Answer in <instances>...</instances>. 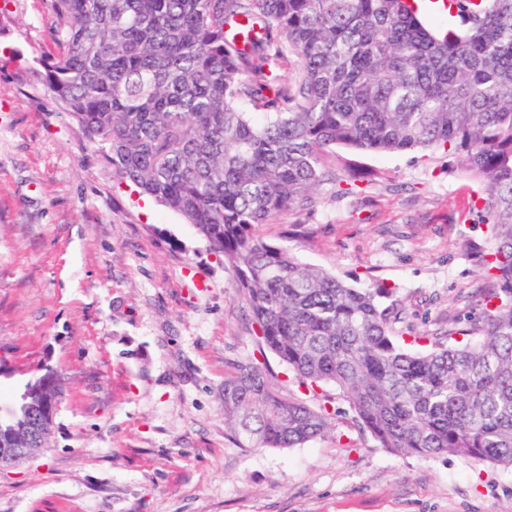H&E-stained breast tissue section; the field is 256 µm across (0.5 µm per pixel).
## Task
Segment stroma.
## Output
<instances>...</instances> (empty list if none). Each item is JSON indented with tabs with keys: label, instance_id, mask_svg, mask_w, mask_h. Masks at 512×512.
I'll list each match as a JSON object with an SVG mask.
<instances>
[{
	"label": "stroma",
	"instance_id": "35a3bbf8",
	"mask_svg": "<svg viewBox=\"0 0 512 512\" xmlns=\"http://www.w3.org/2000/svg\"><path fill=\"white\" fill-rule=\"evenodd\" d=\"M45 0H0V403L45 370L64 380L48 443L0 471V512H512V470L396 455L334 386L325 435L248 448L224 423V379L258 352L233 270L178 214L118 182L48 92ZM355 193L321 185L264 225L271 244L357 287L394 288L405 339L467 325L483 284L463 242L481 186L455 156L335 147Z\"/></svg>",
	"mask_w": 512,
	"mask_h": 512
}]
</instances>
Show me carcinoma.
I'll return each instance as SVG.
<instances>
[{"label":"carcinoma","mask_w":512,"mask_h":512,"mask_svg":"<svg viewBox=\"0 0 512 512\" xmlns=\"http://www.w3.org/2000/svg\"><path fill=\"white\" fill-rule=\"evenodd\" d=\"M55 53L37 73L114 174L195 227L236 273L261 348L313 399L332 384L394 454L512 467V0L431 30L415 0H46ZM300 75L288 79L290 58ZM457 155L483 185L464 247L481 313L427 352L396 336L393 289L355 288L264 241L309 200L334 146ZM467 337L451 344L454 335ZM0 415L26 448L59 402L47 371ZM224 422L251 448H294L335 413L279 391L253 361L224 379Z\"/></svg>","instance_id":"obj_1"}]
</instances>
